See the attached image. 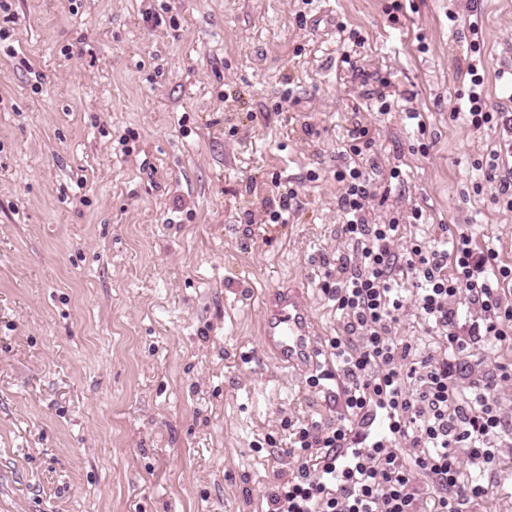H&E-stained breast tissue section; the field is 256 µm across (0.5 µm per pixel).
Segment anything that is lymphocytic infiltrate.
<instances>
[{"label":"lymphocytic infiltrate","mask_w":512,"mask_h":512,"mask_svg":"<svg viewBox=\"0 0 512 512\" xmlns=\"http://www.w3.org/2000/svg\"><path fill=\"white\" fill-rule=\"evenodd\" d=\"M372 144L369 129L356 126L345 150L350 162L336 171L348 249L338 256L335 279L322 283L359 338L329 342L346 379L344 413L330 427L298 428L296 472L268 492L267 512H461L490 492L465 478V462L491 467L493 436L512 416L498 399L512 386V364L498 365L489 382H474L465 398L452 386L448 365L449 353L465 354L474 343L460 332V310L489 339L512 337V305L500 296L512 269L496 264L494 251L476 255L464 236L451 249L431 250L403 245L401 216L370 223L371 184L362 161ZM448 260L451 275L444 270ZM407 286L408 298L401 293ZM409 307L438 332L442 352L421 354L395 339L393 329ZM377 422L383 434L364 442L362 428ZM395 441L414 448L413 465L392 449ZM422 480L433 490L428 509L417 487Z\"/></svg>","instance_id":"lymphocytic-infiltrate-1"}]
</instances>
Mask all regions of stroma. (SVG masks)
I'll list each match as a JSON object with an SVG mask.
<instances>
[{
  "label": "stroma",
  "mask_w": 512,
  "mask_h": 512,
  "mask_svg": "<svg viewBox=\"0 0 512 512\" xmlns=\"http://www.w3.org/2000/svg\"><path fill=\"white\" fill-rule=\"evenodd\" d=\"M6 3L0 512H264L295 470L293 428L342 413L339 380L310 387L259 327L277 286L306 293L320 342L340 326L321 283L356 124L372 223L418 207L405 242L464 234L512 267L485 165L512 145V0H410L395 18L394 0ZM474 50L497 115L478 130L450 114ZM285 186L288 221L270 223ZM503 362L512 342H479L452 383ZM494 444L466 512H512V423Z\"/></svg>",
  "instance_id": "1"
}]
</instances>
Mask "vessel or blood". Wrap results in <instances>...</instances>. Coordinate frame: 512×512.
I'll list each match as a JSON object with an SVG mask.
<instances>
[{"label": "vessel or blood", "mask_w": 512, "mask_h": 512, "mask_svg": "<svg viewBox=\"0 0 512 512\" xmlns=\"http://www.w3.org/2000/svg\"><path fill=\"white\" fill-rule=\"evenodd\" d=\"M261 344L266 353L285 367L305 368L316 362L322 347L301 289L272 291L266 306Z\"/></svg>", "instance_id": "1"}]
</instances>
